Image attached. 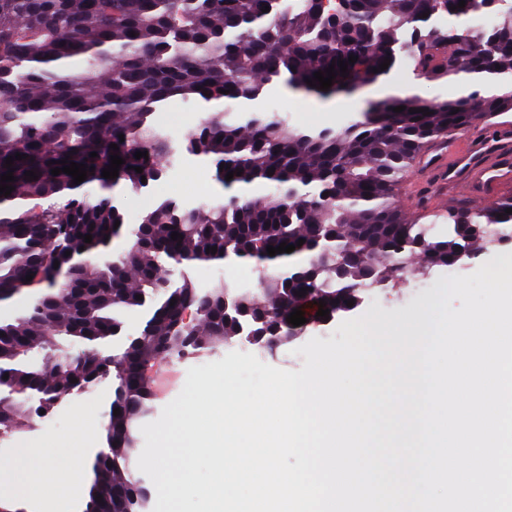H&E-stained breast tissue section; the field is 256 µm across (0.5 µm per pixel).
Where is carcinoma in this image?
I'll use <instances>...</instances> for the list:
<instances>
[{"label":"carcinoma","mask_w":512,"mask_h":512,"mask_svg":"<svg viewBox=\"0 0 512 512\" xmlns=\"http://www.w3.org/2000/svg\"><path fill=\"white\" fill-rule=\"evenodd\" d=\"M486 2L299 0L292 10L284 0H0V176L15 178L11 194L0 196V301L42 289L24 315L0 322V431H18L57 398L112 375L111 409L120 414L110 416L107 448L93 462L86 512H133L141 486L128 469L131 423L152 398L148 379L159 360L214 348L245 326L256 343L288 342L296 328L287 317L306 301H326L332 319L351 311L347 302L358 306L364 286L397 283L415 264L422 272L452 266L501 240L497 226L512 223V198L451 208L429 224L404 219L398 203L429 143L512 112V0H498L496 23L482 34L454 30L453 50L448 30L436 25L441 16L482 13ZM408 47L417 75H476L480 83L454 100L378 101L363 120L336 129L291 128L277 112L251 106L283 75L307 95H348L390 74ZM386 58L390 65L379 69ZM334 60L348 63V76L337 66L329 90L306 83ZM174 96L224 108L205 113L175 146L153 121ZM398 106L405 110L393 111ZM181 151L206 159L230 195L209 207L156 200L137 228L139 257L101 260L123 230L109 191L122 182L149 189ZM17 153L26 158L6 168ZM115 153L124 164L106 179ZM65 158L86 165L85 181L51 174ZM231 170L241 175L228 181ZM27 171L38 179L26 180ZM249 186L270 193L238 192ZM438 219L448 232L435 230ZM282 242L295 250L267 254ZM230 257L255 262L264 290L236 292L237 313L224 312V283L201 295L190 281L176 286L166 276V259ZM145 301L151 312L140 335L112 352L122 313ZM36 350L49 359L70 355L79 367L51 373L28 362Z\"/></svg>","instance_id":"1"}]
</instances>
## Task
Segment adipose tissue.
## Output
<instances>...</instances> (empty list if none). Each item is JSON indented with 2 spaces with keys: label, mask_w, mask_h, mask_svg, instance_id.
<instances>
[{
  "label": "adipose tissue",
  "mask_w": 512,
  "mask_h": 512,
  "mask_svg": "<svg viewBox=\"0 0 512 512\" xmlns=\"http://www.w3.org/2000/svg\"><path fill=\"white\" fill-rule=\"evenodd\" d=\"M50 456L49 447L32 444L19 449L17 454L0 457V483H20L21 496L27 500L43 496L60 481Z\"/></svg>",
  "instance_id": "1"
}]
</instances>
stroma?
<instances>
[{"label": "stroma", "instance_id": "stroma-1", "mask_svg": "<svg viewBox=\"0 0 512 512\" xmlns=\"http://www.w3.org/2000/svg\"><path fill=\"white\" fill-rule=\"evenodd\" d=\"M466 93L458 78L427 80L417 77L413 69L398 66L383 82L367 84L349 96L339 95L329 99L294 92L279 81L268 87L261 106L280 112L290 127L321 129L362 119L369 105L375 101L412 95L445 100ZM114 195L123 211L125 228L123 235L114 240L109 248L111 254L117 255L127 252L133 241L132 229L140 224L142 215L156 199L173 197L180 200L195 196L204 205L222 199L224 192L214 180L212 171L194 157L182 154L168 168L165 177L151 189L138 194L118 189ZM505 253H512V241L484 250L448 270L437 268L427 275L411 273L396 287L366 292L362 306L366 309L376 306L384 315L406 318L417 312L420 304L432 301L433 291L444 274H472L486 261ZM345 319V314L341 313L336 320L328 323L306 326L296 339L272 351H261L255 345L243 344L241 337L237 336L216 349L162 362L161 373L173 375L174 380L166 388L156 390L142 421L133 423L131 433L136 450L144 448L143 423L157 420L163 408L180 394L190 367L218 361L230 352L243 349L257 355L259 360L270 366L298 371L305 363L304 355L298 352L299 347L314 338L325 341L333 338L339 322ZM113 390V382L108 379L94 388L74 393L55 405L48 415L33 417L26 427L0 441V457L14 454L18 447L28 444H50L56 450V460L61 470L59 487L32 501L20 500L16 487L0 485V503L21 507L22 512H85L89 488L80 483L77 474L88 471L96 454L106 446ZM78 414L86 415L92 425L91 430L83 436L75 435L72 428L73 418Z\"/></svg>", "mask_w": 512, "mask_h": 512}]
</instances>
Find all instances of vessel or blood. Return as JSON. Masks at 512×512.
<instances>
[{
    "mask_svg": "<svg viewBox=\"0 0 512 512\" xmlns=\"http://www.w3.org/2000/svg\"><path fill=\"white\" fill-rule=\"evenodd\" d=\"M424 160L433 181L415 208L442 213L460 201L485 204L512 195V114L480 120L431 145Z\"/></svg>",
    "mask_w": 512,
    "mask_h": 512,
    "instance_id": "1",
    "label": "vessel or blood"
}]
</instances>
